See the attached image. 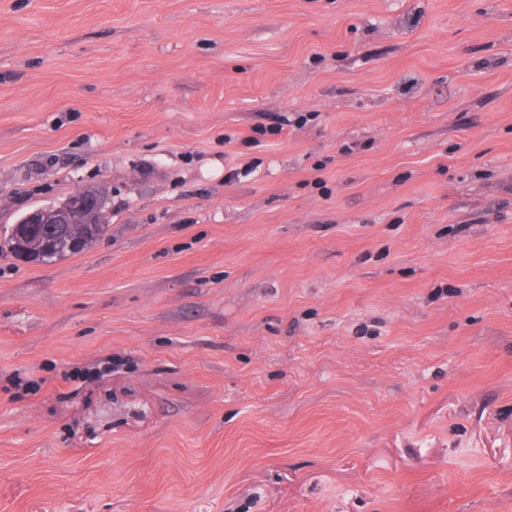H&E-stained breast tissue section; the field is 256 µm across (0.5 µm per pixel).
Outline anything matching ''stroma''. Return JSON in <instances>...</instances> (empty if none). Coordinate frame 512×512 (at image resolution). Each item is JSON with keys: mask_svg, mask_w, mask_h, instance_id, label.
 I'll list each match as a JSON object with an SVG mask.
<instances>
[{"mask_svg": "<svg viewBox=\"0 0 512 512\" xmlns=\"http://www.w3.org/2000/svg\"><path fill=\"white\" fill-rule=\"evenodd\" d=\"M0 512H512V0H0ZM100 199L83 192H74L65 197L61 202L47 206L37 207L30 212L26 213L19 222L11 224L9 227L3 228V233L0 236V252L14 253L13 249L8 247L15 241L18 245H26L32 249H38L44 240L37 235H34L29 224H51L46 225V230L50 232L52 238V249L45 255L46 262H51L56 258L64 257L67 253H77L87 250L95 243L98 237L94 234L99 230L95 226L94 231L90 228L84 234L79 250L74 251L72 247H68V238L56 237L65 232L66 228L62 224H70L72 234L70 238H76L84 231V224H94L91 221L87 223H79L84 214L91 209H96L99 206ZM10 252H9V251ZM81 251V252H82ZM18 256V255H17Z\"/></svg>", "mask_w": 512, "mask_h": 512, "instance_id": "stroma-1", "label": "stroma"}]
</instances>
